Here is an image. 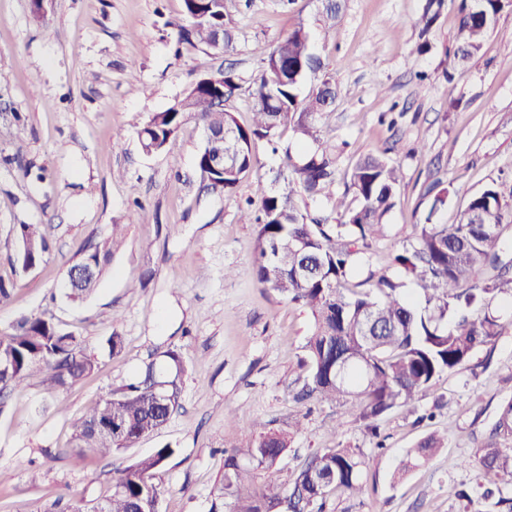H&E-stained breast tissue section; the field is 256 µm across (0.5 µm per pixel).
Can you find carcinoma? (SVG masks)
I'll list each match as a JSON object with an SVG mask.
<instances>
[{"label":"carcinoma","instance_id":"carcinoma-1","mask_svg":"<svg viewBox=\"0 0 512 512\" xmlns=\"http://www.w3.org/2000/svg\"><path fill=\"white\" fill-rule=\"evenodd\" d=\"M458 14L452 49L454 64H466L480 53L483 40L493 30L507 6L505 0H427L421 16L424 37L441 14L445 2ZM186 23H176L180 43L205 45L229 53L234 37L225 22L224 0H184ZM322 69L313 53L311 33L300 25L275 43L264 59L262 72L251 93L252 124L240 126L233 113L221 107L239 88L236 76L224 72V83L202 86L196 82L166 109L133 126L146 152H157L174 139L188 120L205 131L232 130L228 141L204 144L197 156L203 190L225 195L236 191L259 164L252 145L265 139L277 152L279 130L291 127L300 141H319L320 132L336 119V88L327 78L305 97L299 88L310 73ZM229 153L233 165L210 167L212 155ZM336 147L327 146L303 161L287 164L283 186L263 185L240 210V221L257 226L256 280L289 302L308 309L314 330L304 350L309 373L303 396L323 402L349 400L348 411L376 433L374 422L387 411L412 406L426 396L443 374L470 361L482 347L501 336L505 324L493 303L509 296L512 302V245L503 240V218L512 216V183H492L468 195L460 220L446 224H418L413 239L394 256L416 286L419 299L412 302L404 283L384 272L371 271L353 280L359 256L383 236V217L395 206L401 183L399 166L368 154L352 167L351 200L336 197ZM324 200L330 214L308 218L295 196ZM21 249L15 263L26 273L44 260L50 244L43 224H19ZM120 244L118 230L112 238L85 251L79 263L95 266L96 276L68 296L89 297L108 270ZM0 397L31 377H41L48 388L66 387L90 374L95 367L81 341L42 317L20 320L11 333L0 336ZM166 371L146 366L139 380L113 391L90 412L72 422L79 463L88 449L103 458L131 448L160 430L180 407V380L185 372L181 352L164 353ZM166 385L169 398L156 404L155 386ZM287 431L267 432L243 447L224 451V506L227 512H310L325 504L333 491L362 489L364 454L359 448H326L313 454L291 482L269 479L256 486L257 472L274 469L288 448ZM441 447L429 435L410 451L419 462ZM174 454L165 445L153 455L114 471L107 512H159L162 487L156 473ZM475 458L484 487L473 512L503 507L512 512V401L501 405Z\"/></svg>","mask_w":512,"mask_h":512}]
</instances>
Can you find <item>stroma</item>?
Listing matches in <instances>:
<instances>
[{
	"mask_svg": "<svg viewBox=\"0 0 512 512\" xmlns=\"http://www.w3.org/2000/svg\"><path fill=\"white\" fill-rule=\"evenodd\" d=\"M425 0H344L325 20L326 0H227L234 54L178 43L172 22L183 0H0V335L23 317L44 316L73 332L97 361L76 384L47 392L30 380L0 401V512H74L112 492L116 468L171 445L157 474L159 512H224V451L271 430L290 433L274 473L287 481L317 451L361 449L363 489L332 493L324 512H464L460 490L476 492L466 466L500 405L512 399V325L461 368L443 375L413 408L391 410L372 438L338 404L299 400L313 317L254 277L256 231L239 208L270 185L288 157L314 151L281 129L279 153L259 139L260 160L236 192H199L202 132L187 122L161 152L143 151L134 117L162 111L200 77L233 67L240 89L225 104L249 124L250 91L271 47L297 26L336 84V124L325 141L344 143L337 193L368 154L399 164L403 183L383 218L385 235L360 259L355 279L401 272L393 253L415 225L458 223L467 193L512 177V7L505 8L468 65L446 57L458 25L445 7L417 53ZM25 141L15 158L13 132ZM446 203L432 210L433 198ZM143 209L130 222L135 204ZM46 225L52 250L27 273L15 268V227ZM122 229L98 289L83 301L63 281L85 250ZM137 287H130V280ZM123 349L110 355L106 340ZM182 352L181 406L156 434L109 458L72 464L74 415L139 377L163 353ZM233 402L236 420L224 415ZM436 433L442 448L409 465L416 443Z\"/></svg>",
	"mask_w": 512,
	"mask_h": 512,
	"instance_id": "stroma-1",
	"label": "stroma"
}]
</instances>
